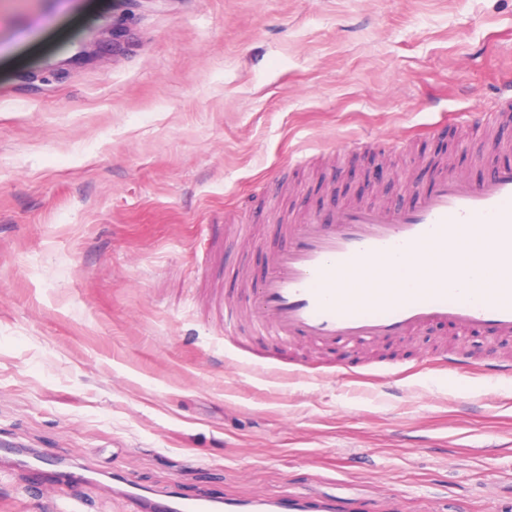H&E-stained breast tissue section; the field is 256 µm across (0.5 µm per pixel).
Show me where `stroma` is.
I'll return each mask as SVG.
<instances>
[{
	"label": "stroma",
	"instance_id": "1",
	"mask_svg": "<svg viewBox=\"0 0 512 512\" xmlns=\"http://www.w3.org/2000/svg\"><path fill=\"white\" fill-rule=\"evenodd\" d=\"M510 72L512 0H0V441L158 493L512 512V377L428 368L512 338L233 346L219 310L281 225L512 164L476 119ZM26 480L0 512H49Z\"/></svg>",
	"mask_w": 512,
	"mask_h": 512
}]
</instances>
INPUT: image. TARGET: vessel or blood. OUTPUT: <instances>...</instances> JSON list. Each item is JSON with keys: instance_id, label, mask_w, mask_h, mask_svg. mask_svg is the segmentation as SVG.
Instances as JSON below:
<instances>
[{"instance_id": "vessel-or-blood-1", "label": "vessel or blood", "mask_w": 512, "mask_h": 512, "mask_svg": "<svg viewBox=\"0 0 512 512\" xmlns=\"http://www.w3.org/2000/svg\"><path fill=\"white\" fill-rule=\"evenodd\" d=\"M486 122H512V80ZM409 202L352 205L335 214L313 217L282 228L284 249L242 299L224 304V337L233 340L242 314H249L259 335L272 341L304 336L318 344L374 342L410 335L449 323L460 332L489 329L512 336V277L490 281L478 299H462L463 287L447 277L432 278L430 287L379 296L370 291L340 294L334 275L360 260L401 257L443 263L441 245L463 244L466 233L499 244L512 242V166L492 168L472 181L440 172L422 189L404 181ZM436 366L460 372L512 374V363L467 348L439 352ZM60 483L108 481L136 512H344L335 496L267 498L242 503L203 494L164 496L104 471H90L71 461L56 470Z\"/></svg>"}]
</instances>
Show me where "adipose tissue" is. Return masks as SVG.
I'll list each match as a JSON object with an SVG mask.
<instances>
[{"instance_id":"1","label":"adipose tissue","mask_w":512,"mask_h":512,"mask_svg":"<svg viewBox=\"0 0 512 512\" xmlns=\"http://www.w3.org/2000/svg\"><path fill=\"white\" fill-rule=\"evenodd\" d=\"M498 251V246L493 243L471 244L470 251L466 254L456 251L454 247H445L448 261L442 271L448 277L468 282L473 289L480 288L484 282L497 277H512V264L497 262ZM335 279L337 287L350 292L371 288L405 291L424 286L414 262L396 263L389 259L356 262L348 269L337 271Z\"/></svg>"}]
</instances>
